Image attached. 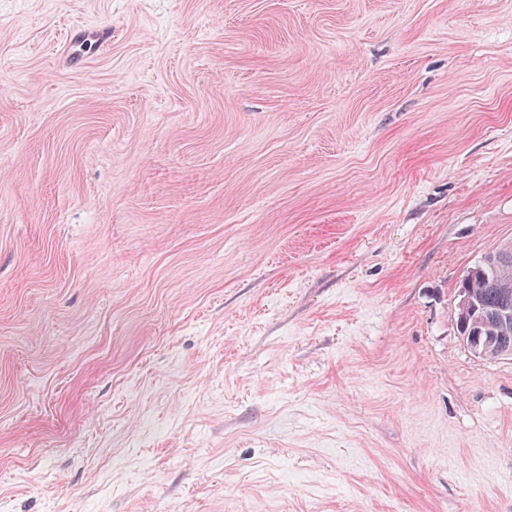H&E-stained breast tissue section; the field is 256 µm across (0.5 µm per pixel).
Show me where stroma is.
I'll list each match as a JSON object with an SVG mask.
<instances>
[{
  "label": "stroma",
  "mask_w": 512,
  "mask_h": 512,
  "mask_svg": "<svg viewBox=\"0 0 512 512\" xmlns=\"http://www.w3.org/2000/svg\"><path fill=\"white\" fill-rule=\"evenodd\" d=\"M509 242L512 0H0V512H512ZM512 262V244H504L495 252L489 253L483 258V267L476 272L469 273L467 278H462L459 282L458 302L455 308L459 321L464 317L473 314L476 304L486 312L499 309L502 306H509L512 310V263L501 271L500 285L498 288L486 287L484 281L495 278L500 264ZM463 289L468 291L465 292ZM472 296V297H471ZM473 298V299H472ZM482 326L486 328L487 336H462V332L456 325L458 335L476 355L481 357L512 356V351L502 347V342L506 338L507 331L512 327V313L508 307H502L497 311L490 312L487 316H481L477 319Z\"/></svg>",
  "instance_id": "obj_1"
}]
</instances>
